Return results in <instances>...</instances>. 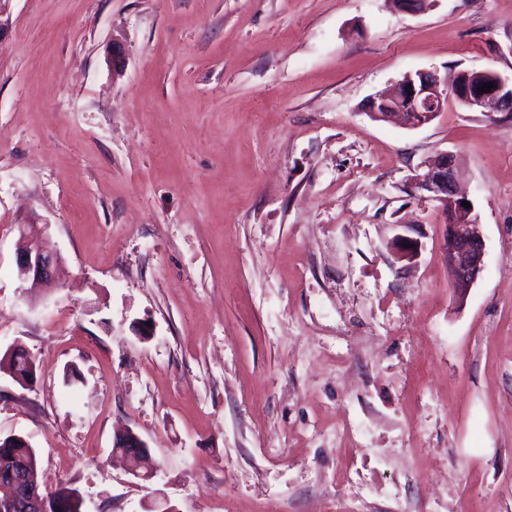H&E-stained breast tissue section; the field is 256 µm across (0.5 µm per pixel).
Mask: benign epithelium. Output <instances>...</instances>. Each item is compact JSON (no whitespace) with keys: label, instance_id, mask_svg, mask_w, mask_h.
<instances>
[{"label":"benign epithelium","instance_id":"1","mask_svg":"<svg viewBox=\"0 0 512 512\" xmlns=\"http://www.w3.org/2000/svg\"><path fill=\"white\" fill-rule=\"evenodd\" d=\"M488 82L494 83L490 92L478 93V88ZM452 99L473 112H511L512 83L493 72L476 70L473 76H457L448 84L434 71L418 70L404 74L392 91L371 97L367 111L378 121L399 118L406 126L419 128L431 123ZM412 182L421 197L438 202L442 209L443 261L455 300L462 305L483 271L486 242L475 208L462 206L468 197L458 188L456 156L448 152L436 155L420 166ZM414 231L415 227L406 226L404 233L395 235L397 259L409 265L415 264L421 250L420 241L408 236ZM15 262L20 280L49 284L54 280L60 255L52 250L32 252L19 248ZM112 447L135 449L133 459L122 454L128 472L136 478H149L141 472L149 455L148 444L141 435L131 429L119 431L114 434ZM3 483L6 488H0V512H29L28 505L33 501L51 502L55 512H72L81 502L77 493L71 499H54L52 490L40 487L31 473L6 475Z\"/></svg>","mask_w":512,"mask_h":512}]
</instances>
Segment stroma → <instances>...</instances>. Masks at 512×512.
I'll use <instances>...</instances> for the list:
<instances>
[{"label": "stroma", "mask_w": 512, "mask_h": 512, "mask_svg": "<svg viewBox=\"0 0 512 512\" xmlns=\"http://www.w3.org/2000/svg\"><path fill=\"white\" fill-rule=\"evenodd\" d=\"M464 69L512 80V0H0V354L37 364L0 372V434L39 482L81 512H335L357 471L358 512H512V115L363 109ZM446 151L486 241L461 309L411 187ZM23 241L55 287L19 280ZM12 354H15V358L17 359L19 356L23 355L26 361H28V368H32V364L34 366L35 373H37V367L33 360V363L31 362V356L27 351L24 349L18 348V347H12L8 350V356H11ZM17 366V362L14 359V355L10 358H6L5 353L3 356L0 357V371H10L12 374L14 372H18V378H21L23 380L29 381L30 373L25 369L24 363L20 360ZM112 448H135L136 454L133 461L124 453L120 455L126 463L128 472L136 478L148 479L147 473H142L141 468L147 459L148 444L141 435L132 429H125L114 434ZM27 444L20 442L15 444L17 448H1L0 447V470L13 468L18 470L24 468L26 472L36 469L39 463L37 449L32 445L30 438ZM30 447V448H29Z\"/></svg>", "instance_id": "obj_1"}]
</instances>
